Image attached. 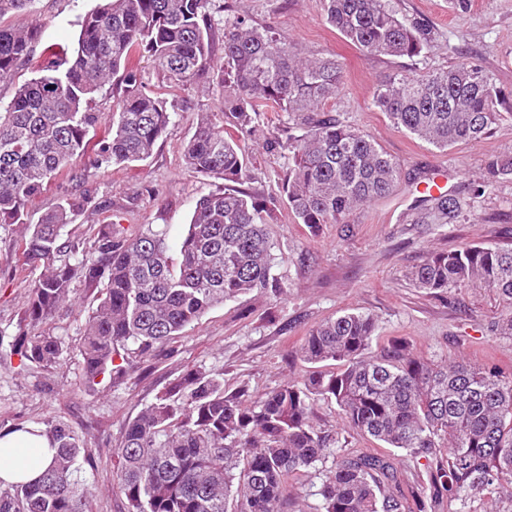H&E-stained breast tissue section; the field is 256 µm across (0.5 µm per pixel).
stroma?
Instances as JSON below:
<instances>
[{
    "mask_svg": "<svg viewBox=\"0 0 512 512\" xmlns=\"http://www.w3.org/2000/svg\"><path fill=\"white\" fill-rule=\"evenodd\" d=\"M399 17L424 21L438 34V44L419 57L369 54L348 43L324 19L322 0H213L216 31L245 18L305 50L336 55L345 65L336 98L325 102L335 116L375 139L401 164V179L388 197L357 209L345 224H325L311 231L297 222L281 197L288 174V153L271 145L272 136L301 135L287 114L260 108L246 139L251 190L278 197L269 229L275 243L281 294L250 293L224 302L176 336L154 356L136 360L129 378L97 384L83 375L85 324L102 297L101 285L76 276L70 297L75 310L60 308L42 328L56 336L62 351L49 369L21 367L13 346L28 329L29 286L41 267L22 258V228L0 224V433L18 426L41 430L62 424L94 459L81 472L93 489L91 512H127L117 484L116 455L129 420L154 402L191 368L224 376L225 391L247 388L258 397L308 369L298 349L305 333L327 318L346 312L373 315L378 323L374 348L391 340L409 344L428 360L460 357L473 365L512 372V340L489 335L488 325L505 312L493 292L465 288L428 294L415 288L411 270L429 253L467 245L512 244V182L483 189V165L490 155L512 156V114L505 115L481 140L442 151L394 128L371 105L374 87L396 72L415 74L466 61L484 67L505 93L512 94V0H471L468 11L449 9L448 0H393ZM96 0H38L36 12L9 17L16 26L39 25L47 41L76 45L79 20ZM147 90L165 94L171 123L152 155L127 168H93L92 155L73 161L68 170L26 207L30 221L64 199L87 196L90 210L76 217L65 235L81 250L94 248L98 230L117 224L127 231L162 234L170 255L178 246L199 200L215 190V179L190 168L184 146L203 115H219L224 88L201 78L189 90H170L165 74L143 56L135 61ZM462 170L451 189L468 208L458 223H414L411 210L418 187L440 170ZM313 424L344 446L346 452L378 453L376 443L344 426L335 405L314 399ZM446 452L412 457L396 452L397 481L410 512H448V496L434 477ZM336 458L328 456L316 472L293 480L281 512H314L318 491Z\"/></svg>",
    "mask_w": 512,
    "mask_h": 512,
    "instance_id": "stroma-1",
    "label": "stroma"
}]
</instances>
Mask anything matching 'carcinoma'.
<instances>
[{"mask_svg":"<svg viewBox=\"0 0 512 512\" xmlns=\"http://www.w3.org/2000/svg\"><path fill=\"white\" fill-rule=\"evenodd\" d=\"M212 0H100L80 21L76 54L42 41L38 25L13 27L5 16L32 12L36 0H0V81L33 62L37 46L48 59L35 77L0 105V224H24L25 263L42 272L32 285L27 317L37 326L70 297L77 272L104 284V297L83 337L84 377L90 383L128 375L134 364L120 347L131 341L141 358L213 306L254 291H282L273 272L268 231L277 200L240 185L251 179L245 137L261 106L300 120L305 133L279 143L288 151L283 184L298 223L317 230L341 224L360 206L392 193L401 173L369 135L320 113L344 77L335 56L304 55L298 46L237 20L224 25V66H212ZM327 22L366 53L413 58L434 47L424 22L406 23L392 0H324ZM149 54L178 89L209 75L224 85L223 121L201 119L187 142L185 161L223 184L196 206L172 258L155 232L129 233L108 224L94 251L63 240L65 227L89 207L67 198L36 224H26L27 202L70 162L84 154L90 132L107 126L95 167L129 166L149 158L171 122L166 99L142 86L132 60ZM118 110L93 111L96 96L118 73ZM371 104L390 123L438 149L486 137L512 103L478 65L458 63L423 74H394L378 84ZM512 179V158L490 156L483 187ZM239 187H234V184ZM465 202L425 193L416 224H454ZM430 293L481 287L507 304L492 322L493 336L512 338V246H465L433 253L412 274ZM374 316L348 312L312 328L299 349L317 365L258 400L246 390L227 394L224 374L187 371L174 388L128 422L119 488L127 512H278L288 480L307 473L330 453L334 439L310 421V400L333 403L345 424L381 448L425 457L448 449V505L487 488L512 498V374L477 368L455 357L427 361L393 340L371 356ZM27 366L50 367L61 354L58 338L42 332L19 341ZM55 454L33 483L0 487V512H90L92 488L79 477L92 449L56 425L44 431ZM394 468L384 456L345 455L319 490L316 512H406L387 489Z\"/></svg>","mask_w":512,"mask_h":512,"instance_id":"obj_1","label":"carcinoma"}]
</instances>
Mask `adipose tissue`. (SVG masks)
I'll use <instances>...</instances> for the list:
<instances>
[{"mask_svg":"<svg viewBox=\"0 0 512 512\" xmlns=\"http://www.w3.org/2000/svg\"><path fill=\"white\" fill-rule=\"evenodd\" d=\"M53 454L50 440L40 432L0 435V481L10 484L38 479Z\"/></svg>","mask_w":512,"mask_h":512,"instance_id":"adipose-tissue-1","label":"adipose tissue"}]
</instances>
